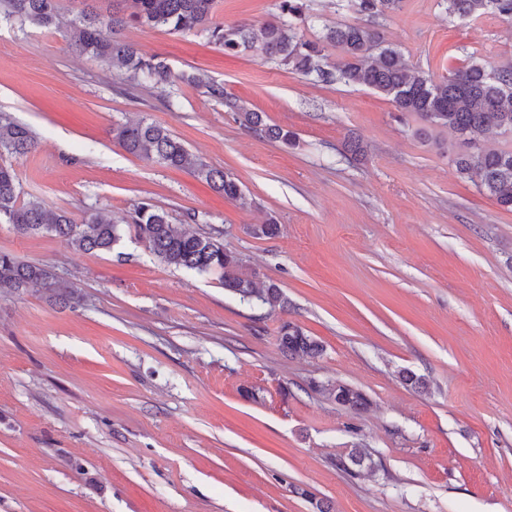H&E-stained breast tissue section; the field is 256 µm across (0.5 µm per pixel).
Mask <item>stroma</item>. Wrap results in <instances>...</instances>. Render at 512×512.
Wrapping results in <instances>:
<instances>
[{
  "instance_id": "stroma-1",
  "label": "stroma",
  "mask_w": 512,
  "mask_h": 512,
  "mask_svg": "<svg viewBox=\"0 0 512 512\" xmlns=\"http://www.w3.org/2000/svg\"><path fill=\"white\" fill-rule=\"evenodd\" d=\"M278 4L217 0L215 20L259 24ZM353 4L309 0L303 34L357 22ZM373 23L437 77L512 61V20L453 23L444 0H404ZM123 36L174 84L128 80L63 32L0 18V112L39 142L11 160L23 199L117 222L151 201L219 237L289 305L242 302L131 234L87 254L0 224V251L51 269L78 299L0 290V512H316V499L333 512H512V210L455 165L512 138H419L418 118L368 88L225 55L201 30L131 23ZM212 85L296 143L245 129ZM141 119L231 174L247 204L126 152L112 129ZM352 135L365 149L355 161L342 154ZM271 216L279 234L253 237ZM285 320L323 355H284ZM336 382L371 407L336 405L320 391ZM355 447L373 470L337 468Z\"/></svg>"
}]
</instances>
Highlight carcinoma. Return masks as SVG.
<instances>
[{
  "label": "carcinoma",
  "mask_w": 512,
  "mask_h": 512,
  "mask_svg": "<svg viewBox=\"0 0 512 512\" xmlns=\"http://www.w3.org/2000/svg\"><path fill=\"white\" fill-rule=\"evenodd\" d=\"M97 2L80 0V9L68 23L74 50L109 69L134 77L141 74L157 87L173 82L174 75L163 61L124 39L123 30L131 21L162 26L172 33L201 29L226 54L259 52L320 82L365 86L386 97L397 111L415 115L424 124L445 128L465 140L489 131L512 135V62L496 67L473 59L435 80L420 69L408 67L400 51L367 21L329 28L317 40L305 38L300 25L308 19L306 0H280V15L259 26L215 22L216 0H108L104 11ZM402 2L356 0L355 7L359 14L372 18L401 10ZM445 2L448 18L464 23L488 14L512 19V0ZM0 13L46 30L62 27L61 0H0ZM327 44L338 51L334 63L325 54ZM209 93L224 100V106L236 113L244 127L286 145L295 142L293 131L266 123L262 113L229 97L224 88L213 85ZM112 134L131 154L172 167H191L196 177L225 198L244 199L234 178L222 169L192 162L183 143L157 123H126L114 128ZM36 148V136L28 126L0 115V223L12 225L23 236L50 234L83 252L112 250L122 239L124 228L105 212L89 213L78 222L63 210L53 211L37 200L20 199L18 177L7 159L25 156ZM457 167L460 173L477 178L478 186L498 204L512 209V147L480 150L459 159ZM126 224L161 263L200 274L218 273L226 290L254 306L272 311L287 307L282 289L273 282L257 286L253 276L245 272L242 259L224 250L223 242L187 232L183 225L171 223L167 213L153 203L137 205ZM279 231L272 218L250 228L253 237L259 239L274 237ZM32 285L40 286L51 300L71 299L69 286L49 269L0 251V289L19 293ZM277 340L287 354L316 358L323 353L321 343L291 321L281 323ZM319 390L353 412L370 404L365 393L347 384L321 385ZM338 465L354 473L372 467L373 462L363 449L353 448Z\"/></svg>",
  "instance_id": "1"
}]
</instances>
